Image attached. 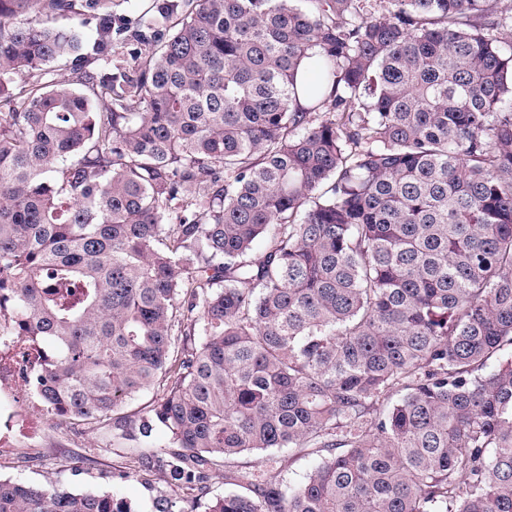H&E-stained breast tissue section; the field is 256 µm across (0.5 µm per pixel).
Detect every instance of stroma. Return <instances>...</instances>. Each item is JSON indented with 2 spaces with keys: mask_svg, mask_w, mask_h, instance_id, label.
<instances>
[{
  "mask_svg": "<svg viewBox=\"0 0 512 512\" xmlns=\"http://www.w3.org/2000/svg\"><path fill=\"white\" fill-rule=\"evenodd\" d=\"M105 437L101 428L69 435L63 442L54 427H47L43 447L16 448L0 458V477L37 485L63 480L79 491L117 495L135 512H153L155 498L176 489L170 472L156 468L144 475L134 471L133 459L148 449V441L105 451L101 448Z\"/></svg>",
  "mask_w": 512,
  "mask_h": 512,
  "instance_id": "1",
  "label": "stroma"
}]
</instances>
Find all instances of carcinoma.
Masks as SVG:
<instances>
[{
	"label": "carcinoma",
	"instance_id": "carcinoma-1",
	"mask_svg": "<svg viewBox=\"0 0 512 512\" xmlns=\"http://www.w3.org/2000/svg\"><path fill=\"white\" fill-rule=\"evenodd\" d=\"M115 6L0 0V318L57 427L161 428L155 512H512V0ZM270 457L277 458L282 475L292 485L301 484L317 462L316 456L306 455L295 448H284L273 453L253 452L241 456L239 461L247 470L260 474L266 469Z\"/></svg>",
	"mask_w": 512,
	"mask_h": 512
}]
</instances>
